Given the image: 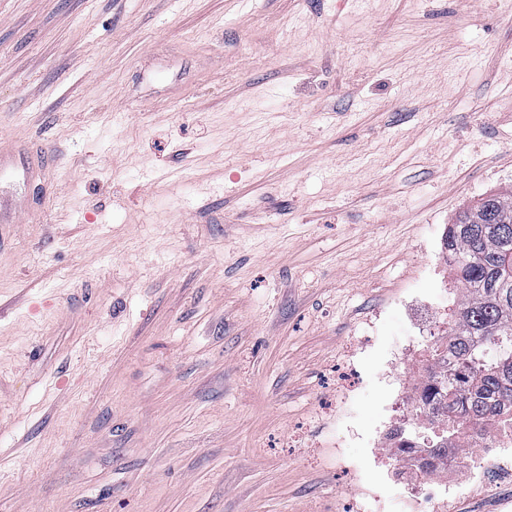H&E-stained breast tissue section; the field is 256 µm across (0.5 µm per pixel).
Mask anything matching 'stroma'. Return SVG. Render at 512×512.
<instances>
[{"label":"stroma","instance_id":"obj_1","mask_svg":"<svg viewBox=\"0 0 512 512\" xmlns=\"http://www.w3.org/2000/svg\"><path fill=\"white\" fill-rule=\"evenodd\" d=\"M40 146L0 174V512H403L399 359L512 191V0H0V147Z\"/></svg>","mask_w":512,"mask_h":512}]
</instances>
